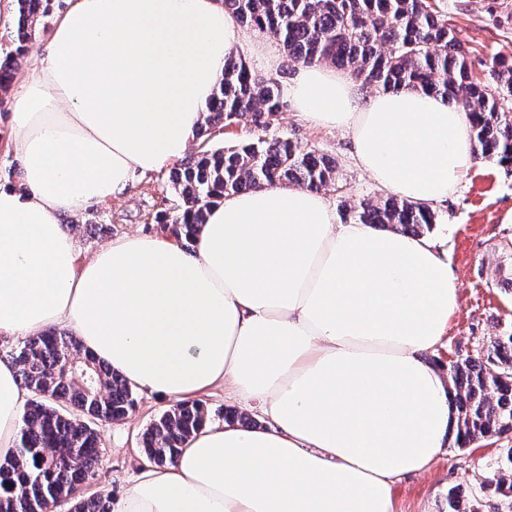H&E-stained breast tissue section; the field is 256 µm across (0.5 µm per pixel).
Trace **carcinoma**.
Returning a JSON list of instances; mask_svg holds the SVG:
<instances>
[{"label":"carcinoma","instance_id":"obj_1","mask_svg":"<svg viewBox=\"0 0 512 512\" xmlns=\"http://www.w3.org/2000/svg\"><path fill=\"white\" fill-rule=\"evenodd\" d=\"M54 0H15L13 50L0 61V92L8 90L15 65L36 25ZM242 27L276 38L288 59L330 63L361 84L381 90L419 88L467 112L477 151L512 165V110L495 92L512 95V63L497 60L492 82L474 77L466 53L427 0H224ZM286 108L282 81L260 80L240 59H229L207 107L194 155L169 173L174 204L158 212L161 230L193 241L208 209L226 196L289 183L320 190L334 181L336 162L312 149L270 134ZM249 119L252 136L233 146L216 144L217 133ZM356 221L421 235L435 223L427 205L389 197L362 200ZM22 386L33 396L23 416L16 454L0 459V512H46L93 474L99 461L95 420H123L135 408L132 388L88 355L76 337L53 330L10 351ZM454 390L456 445L512 436V330L487 349L448 366ZM207 422L199 401L179 403L152 420L141 437L143 454L163 465ZM507 448L490 475L475 472L466 486L448 492V512H475L473 500L512 496L505 473ZM71 512H111L100 499L76 502Z\"/></svg>","mask_w":512,"mask_h":512}]
</instances>
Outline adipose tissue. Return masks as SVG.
<instances>
[{
    "instance_id": "adipose-tissue-1",
    "label": "adipose tissue",
    "mask_w": 512,
    "mask_h": 512,
    "mask_svg": "<svg viewBox=\"0 0 512 512\" xmlns=\"http://www.w3.org/2000/svg\"><path fill=\"white\" fill-rule=\"evenodd\" d=\"M69 2L12 95L22 176L0 183V338L64 328L129 386L186 402L220 385L261 413L142 467L114 512H395L394 484L428 471L454 426L425 359L457 303L443 237L340 224L322 193L281 186L225 197L193 247L142 234L81 258L62 215L182 161L225 59L252 42L223 0ZM286 94L396 197L443 202L474 164L466 113L432 94L365 97L316 65ZM29 399L1 360V459Z\"/></svg>"
}]
</instances>
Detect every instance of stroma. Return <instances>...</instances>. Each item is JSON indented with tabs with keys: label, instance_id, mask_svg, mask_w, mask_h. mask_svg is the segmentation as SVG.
Here are the masks:
<instances>
[{
	"label": "stroma",
	"instance_id": "1",
	"mask_svg": "<svg viewBox=\"0 0 512 512\" xmlns=\"http://www.w3.org/2000/svg\"><path fill=\"white\" fill-rule=\"evenodd\" d=\"M432 9L452 24L457 39L468 54L474 74L482 80L498 59L512 62V0H428ZM277 135L311 148L336 162V181L324 194L338 221L348 220V210L361 200L385 198L372 177L352 160L348 136L335 129L312 126L286 108L278 122ZM166 171L134 184L117 202L94 205L82 215H63L62 224H76L82 257L104 245L103 237L91 234L94 224H108L113 237L154 234L156 211L164 209ZM512 209V167L485 158L475 164L448 200L433 208L437 223L448 227V263L457 287V308L449 320L448 333L430 353L432 361L448 364L476 355L490 337L512 327V296L500 288L512 277V223H503ZM137 406L121 421H98L94 429L99 441V462L91 477L80 484L81 498H118L138 474L143 452L140 435L156 417L169 409L168 401L146 391H136ZM507 440H478L465 449L443 448L427 472L404 478L392 490L396 512H448V490L472 471H493Z\"/></svg>",
	"mask_w": 512,
	"mask_h": 512
}]
</instances>
